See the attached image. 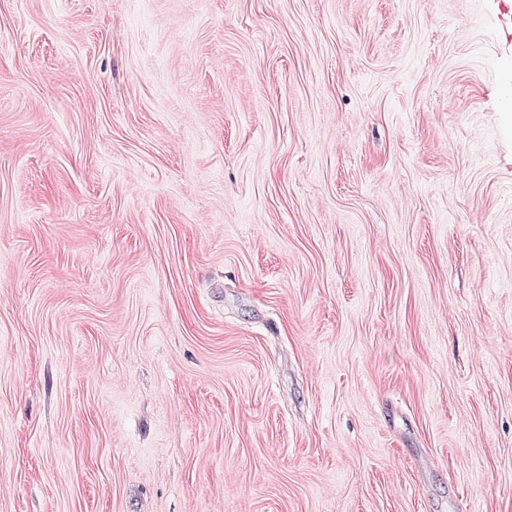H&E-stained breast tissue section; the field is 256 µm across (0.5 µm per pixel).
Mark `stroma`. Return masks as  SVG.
I'll return each mask as SVG.
<instances>
[{
  "label": "stroma",
  "instance_id": "stroma-1",
  "mask_svg": "<svg viewBox=\"0 0 512 512\" xmlns=\"http://www.w3.org/2000/svg\"><path fill=\"white\" fill-rule=\"evenodd\" d=\"M498 0H0V512H512Z\"/></svg>",
  "mask_w": 512,
  "mask_h": 512
}]
</instances>
